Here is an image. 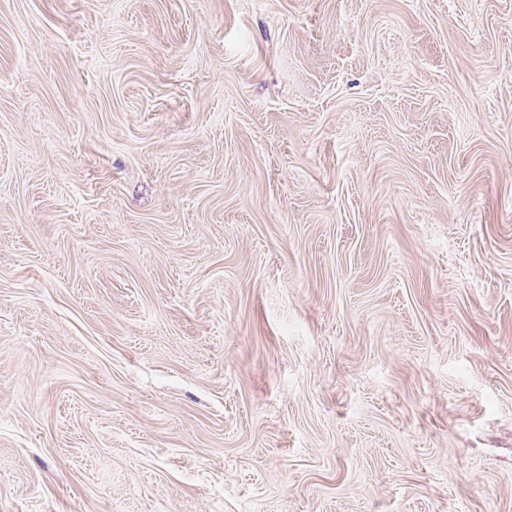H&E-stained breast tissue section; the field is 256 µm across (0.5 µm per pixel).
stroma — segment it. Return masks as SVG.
<instances>
[{
	"label": "stroma",
	"instance_id": "1",
	"mask_svg": "<svg viewBox=\"0 0 512 512\" xmlns=\"http://www.w3.org/2000/svg\"><path fill=\"white\" fill-rule=\"evenodd\" d=\"M0 512H512V0H0Z\"/></svg>",
	"mask_w": 512,
	"mask_h": 512
}]
</instances>
